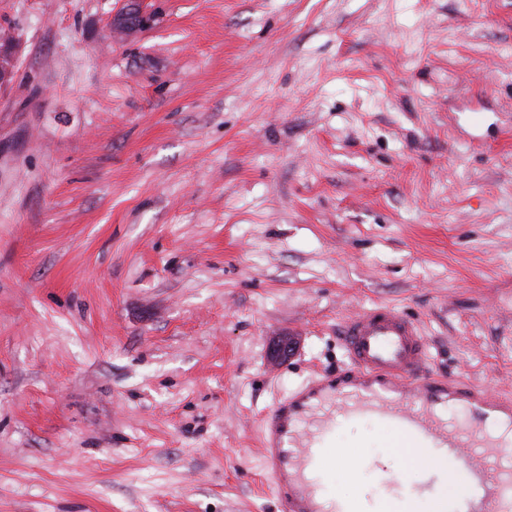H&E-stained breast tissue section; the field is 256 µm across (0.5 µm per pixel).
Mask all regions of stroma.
Masks as SVG:
<instances>
[{
    "label": "stroma",
    "instance_id": "obj_1",
    "mask_svg": "<svg viewBox=\"0 0 512 512\" xmlns=\"http://www.w3.org/2000/svg\"><path fill=\"white\" fill-rule=\"evenodd\" d=\"M3 35L0 512H282L258 418L373 303L512 400V0H0Z\"/></svg>",
    "mask_w": 512,
    "mask_h": 512
}]
</instances>
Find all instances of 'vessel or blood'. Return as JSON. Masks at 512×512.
<instances>
[{
	"instance_id": "vessel-or-blood-1",
	"label": "vessel or blood",
	"mask_w": 512,
	"mask_h": 512,
	"mask_svg": "<svg viewBox=\"0 0 512 512\" xmlns=\"http://www.w3.org/2000/svg\"><path fill=\"white\" fill-rule=\"evenodd\" d=\"M345 362L276 400L261 416L262 460L274 476L283 512H380L374 498L331 499L342 424L368 419L388 447L412 449L424 472L392 465L381 487L434 492L463 473L468 491L438 496L437 512H512V401L434 375L415 320L392 305L362 308L343 322Z\"/></svg>"
}]
</instances>
